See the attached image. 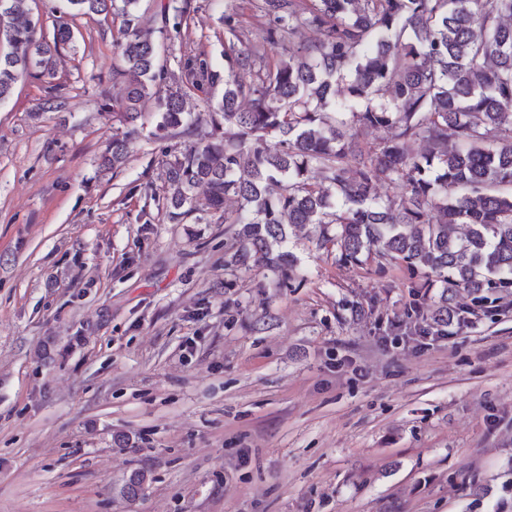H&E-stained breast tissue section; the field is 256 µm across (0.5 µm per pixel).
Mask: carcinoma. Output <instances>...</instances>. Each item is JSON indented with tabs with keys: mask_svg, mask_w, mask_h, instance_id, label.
Returning <instances> with one entry per match:
<instances>
[{
	"mask_svg": "<svg viewBox=\"0 0 512 512\" xmlns=\"http://www.w3.org/2000/svg\"><path fill=\"white\" fill-rule=\"evenodd\" d=\"M65 2L73 18L123 17L112 119L127 131L101 167L126 163L153 102L156 134L194 140L167 163L168 216L180 222L199 202L224 213L235 266L294 275L288 228L309 227L339 264L396 263L414 287L440 288L427 318L445 330L457 325L459 292L484 308L497 302L488 291L512 289V0H248V30L231 4L224 72L190 67L197 89L224 93L194 117L182 92L160 87L138 0ZM302 29L320 38L295 41ZM0 31L10 45L0 102L23 76L50 72L73 39L64 22L47 37L28 0H0ZM369 130L384 136L367 146ZM384 185L400 193L383 197Z\"/></svg>",
	"mask_w": 512,
	"mask_h": 512,
	"instance_id": "carcinoma-1",
	"label": "carcinoma"
}]
</instances>
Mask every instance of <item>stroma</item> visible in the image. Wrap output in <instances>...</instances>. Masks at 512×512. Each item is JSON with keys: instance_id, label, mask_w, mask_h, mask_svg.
Listing matches in <instances>:
<instances>
[{"instance_id": "1", "label": "stroma", "mask_w": 512, "mask_h": 512, "mask_svg": "<svg viewBox=\"0 0 512 512\" xmlns=\"http://www.w3.org/2000/svg\"><path fill=\"white\" fill-rule=\"evenodd\" d=\"M168 3L136 9L164 85L223 70L230 0L177 29ZM70 25L0 104V512H512V306L426 346L411 308L438 290L404 267L304 230L291 287L232 266L218 215L167 214L190 139L143 132L100 168L122 18Z\"/></svg>"}]
</instances>
